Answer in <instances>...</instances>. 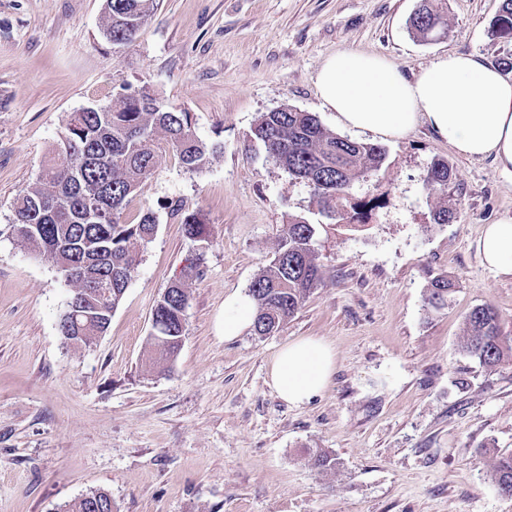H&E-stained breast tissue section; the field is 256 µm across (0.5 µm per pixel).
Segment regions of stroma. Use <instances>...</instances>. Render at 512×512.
Returning a JSON list of instances; mask_svg holds the SVG:
<instances>
[{"mask_svg":"<svg viewBox=\"0 0 512 512\" xmlns=\"http://www.w3.org/2000/svg\"><path fill=\"white\" fill-rule=\"evenodd\" d=\"M420 0H156L130 42L102 30L105 0H0V512H60L91 491L113 512H512L491 480L512 455V365L464 354L465 320L494 307L512 336V276L482 265L485 225L512 215V172L466 158L429 126L399 140L341 127L316 76L331 55L385 56L414 76L458 53L512 58L489 33L501 0H446L441 38L409 20ZM146 90L189 113L218 144L200 172L173 151L128 200L121 220L159 217L111 324L89 346L58 332L72 293L51 261L13 230L18 195L39 178L81 108ZM291 107L387 156L356 195L378 199L365 226L326 225L324 281L274 333L224 338V298L247 293L276 255L289 217L318 222L310 188L252 138L262 113ZM447 160V194L423 176ZM198 214L197 250L181 217ZM455 213L449 224L436 210ZM440 274L447 307L426 303ZM190 292L182 347L153 362L152 310L172 282ZM327 341L326 389L293 406L267 364L302 337ZM336 459L316 470L309 449ZM182 223L187 237L200 249L209 245L210 233L207 224H204L194 214L185 216Z\"/></svg>","mask_w":512,"mask_h":512,"instance_id":"35a3bbf8","label":"stroma"}]
</instances>
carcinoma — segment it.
Returning a JSON list of instances; mask_svg holds the SVG:
<instances>
[{"label": "carcinoma", "instance_id": "cac0c4a2", "mask_svg": "<svg viewBox=\"0 0 512 512\" xmlns=\"http://www.w3.org/2000/svg\"><path fill=\"white\" fill-rule=\"evenodd\" d=\"M441 0H421L411 26L423 40L440 24ZM153 0H106L104 32L114 43L132 40L149 16ZM492 35L512 41V0H502L491 21ZM190 172L203 170L214 147L198 139L186 112L165 109L148 92L119 97L107 111L95 108L74 112L38 183L22 191L14 211L17 237L50 256L65 280L75 285L60 317L63 336H83L88 346L108 329L138 266L140 244L157 232L152 211L136 224L120 221L128 197L152 174L162 159L157 135ZM253 138L282 168L307 184L318 212L337 223H363L375 208L373 200H357V182L380 171L386 149L327 131L311 112L281 108L264 112L252 130ZM452 170L434 160L424 176L427 189L445 194ZM187 237L199 248L209 245V229L195 215L183 219ZM317 225L296 216L285 225L278 251L252 281L249 296L257 306L253 330L266 336L301 308L323 281L316 255ZM454 283L435 277L427 304L447 305ZM188 294L180 281L172 283L152 311L153 345L163 361L180 350L184 336ZM460 347L486 367L512 361V336L502 332L498 312L479 305L466 317ZM498 492L512 496V455L493 466ZM62 512H112V495L92 491L65 505Z\"/></svg>", "mask_w": 512, "mask_h": 512}]
</instances>
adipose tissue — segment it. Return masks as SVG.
I'll use <instances>...</instances> for the list:
<instances>
[{"label":"adipose tissue","instance_id":"ef3b65f1","mask_svg":"<svg viewBox=\"0 0 512 512\" xmlns=\"http://www.w3.org/2000/svg\"><path fill=\"white\" fill-rule=\"evenodd\" d=\"M317 86L323 107L342 127L402 138L425 124L458 154L489 157L512 171V78L496 65L450 54L410 78L385 56L343 51L322 65ZM476 250L483 264L512 274V216L486 225ZM255 317L250 296L227 294L225 339L252 328ZM334 365L328 342L300 338L270 358V385L282 400L300 406L326 387Z\"/></svg>","mask_w":512,"mask_h":512}]
</instances>
